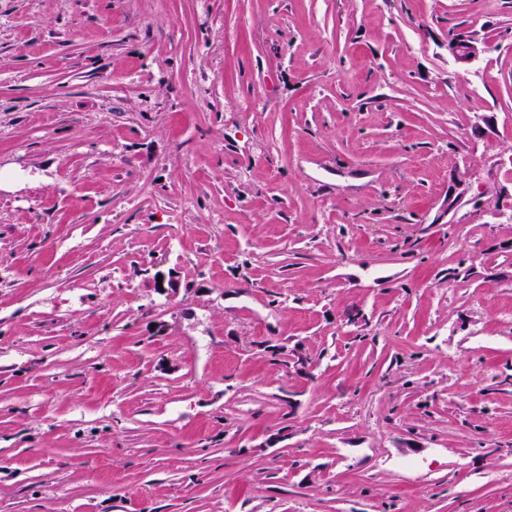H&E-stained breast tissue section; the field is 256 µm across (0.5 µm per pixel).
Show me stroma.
Listing matches in <instances>:
<instances>
[{
	"label": "stroma",
	"instance_id": "35a3bbf8",
	"mask_svg": "<svg viewBox=\"0 0 512 512\" xmlns=\"http://www.w3.org/2000/svg\"><path fill=\"white\" fill-rule=\"evenodd\" d=\"M0 512H512V0H0ZM484 51V44L466 32L448 39V53L461 67L471 64Z\"/></svg>",
	"mask_w": 512,
	"mask_h": 512
}]
</instances>
